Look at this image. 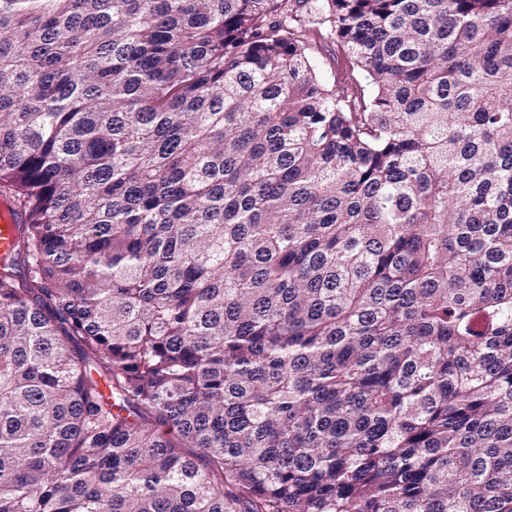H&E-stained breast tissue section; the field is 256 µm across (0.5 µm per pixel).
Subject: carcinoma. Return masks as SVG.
Returning <instances> with one entry per match:
<instances>
[{"instance_id": "obj_1", "label": "carcinoma", "mask_w": 512, "mask_h": 512, "mask_svg": "<svg viewBox=\"0 0 512 512\" xmlns=\"http://www.w3.org/2000/svg\"><path fill=\"white\" fill-rule=\"evenodd\" d=\"M0 199V512H512V0H0ZM19 216L10 213L7 206L0 201V255L8 253L13 246L15 237L14 224H19Z\"/></svg>"}]
</instances>
